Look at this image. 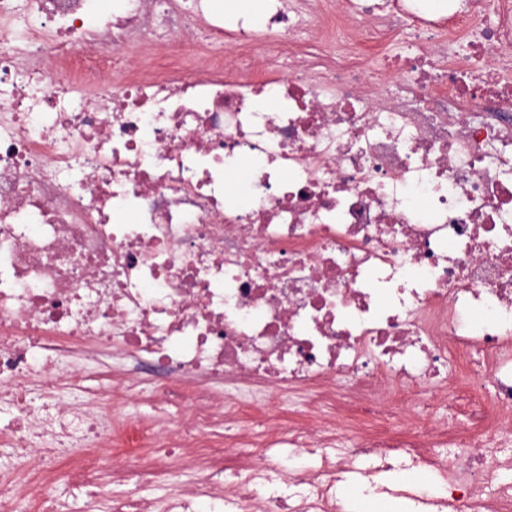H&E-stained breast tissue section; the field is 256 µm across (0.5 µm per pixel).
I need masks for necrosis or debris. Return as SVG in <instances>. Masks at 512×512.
Segmentation results:
<instances>
[{"mask_svg":"<svg viewBox=\"0 0 512 512\" xmlns=\"http://www.w3.org/2000/svg\"><path fill=\"white\" fill-rule=\"evenodd\" d=\"M99 2L0 0V451L20 472L0 512H70L50 472L91 486L107 462L124 485L217 414L293 394L359 421L269 417L250 461L225 447L223 490L199 480L167 512H338L343 473L397 448L439 478L412 501L512 512V0H267L260 25L218 0ZM404 34L382 69L351 54ZM129 361L187 393L176 427L118 417ZM89 362L109 391L65 401ZM472 374L490 399L432 454L430 404ZM141 439L152 456H103Z\"/></svg>","mask_w":512,"mask_h":512,"instance_id":"4bbe7bcc","label":"necrosis or debris"}]
</instances>
